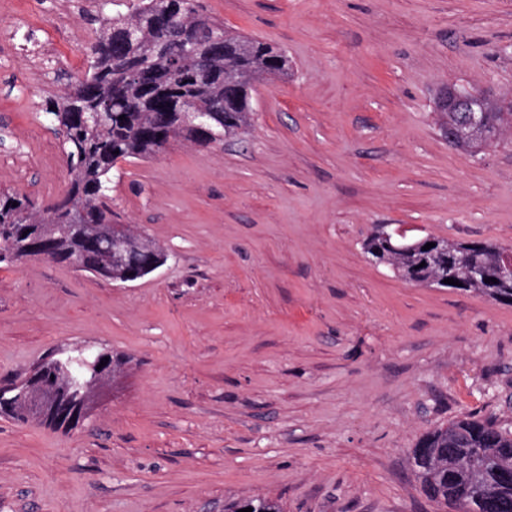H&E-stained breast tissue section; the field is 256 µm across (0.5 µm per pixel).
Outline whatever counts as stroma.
Listing matches in <instances>:
<instances>
[{
	"mask_svg": "<svg viewBox=\"0 0 512 512\" xmlns=\"http://www.w3.org/2000/svg\"><path fill=\"white\" fill-rule=\"evenodd\" d=\"M286 51L246 133L117 162L112 209L168 254L135 282L0 266V381L61 347L121 355L72 430L0 416V512H455L410 454L475 414L512 429V306L412 285L362 244L512 247V138L440 135L444 85L512 96V0H201ZM127 0H0V187L52 202L70 175L48 96Z\"/></svg>",
	"mask_w": 512,
	"mask_h": 512,
	"instance_id": "stroma-1",
	"label": "stroma"
}]
</instances>
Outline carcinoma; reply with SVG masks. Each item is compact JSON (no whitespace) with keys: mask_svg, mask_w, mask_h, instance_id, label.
I'll return each instance as SVG.
<instances>
[{"mask_svg":"<svg viewBox=\"0 0 512 512\" xmlns=\"http://www.w3.org/2000/svg\"><path fill=\"white\" fill-rule=\"evenodd\" d=\"M100 33L86 50L93 73L46 109L52 125L62 130L63 154L73 178L54 208L40 209L27 196L0 189V263L22 261L14 245L24 235L33 244L44 224L53 226L54 250L66 258L83 252L86 271L111 279L122 269H108L105 245H85L83 229L73 224L68 202H82L84 224L114 221L110 174L120 159H141L176 141L198 146L236 137L250 125L248 90L267 76L288 75V57L252 36L224 29L207 15L200 0H137L128 14L99 19ZM192 112H220L224 121L204 129L191 126ZM125 119H120V116ZM512 112H490L482 137L463 150L480 152L498 144ZM17 206H12V203ZM34 231L27 232V229ZM377 227L364 242V252L402 279L435 286L450 278L454 286L493 301L512 304V274L502 271L504 248L486 241L450 242L447 254L435 257L424 246L434 237L387 240ZM499 276L489 285L477 273ZM109 356L104 350L63 349L48 360L50 371L68 379L67 395L77 404L82 389L92 384L97 366ZM0 401L12 418L26 419L15 382L3 385ZM411 463L426 494L446 506L469 499L485 512H512V431L495 422L467 415L426 432L412 449ZM282 512L265 498L233 502L224 512Z\"/></svg>","mask_w":512,"mask_h":512,"instance_id":"obj_1","label":"carcinoma"}]
</instances>
